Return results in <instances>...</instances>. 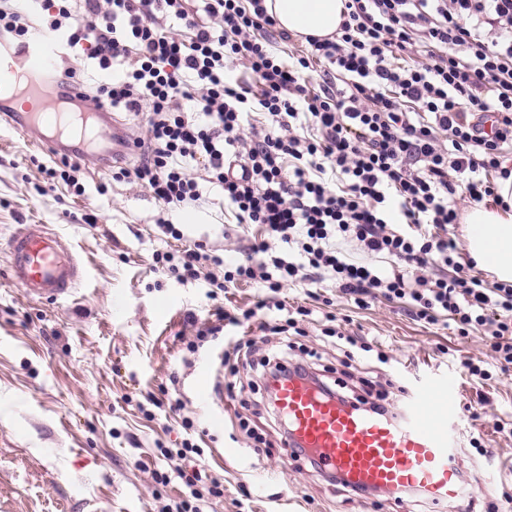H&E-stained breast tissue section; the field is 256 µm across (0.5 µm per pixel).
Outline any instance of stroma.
I'll return each mask as SVG.
<instances>
[{"mask_svg": "<svg viewBox=\"0 0 512 512\" xmlns=\"http://www.w3.org/2000/svg\"><path fill=\"white\" fill-rule=\"evenodd\" d=\"M48 159L44 147L0 125V512H165L185 487L176 477L156 483L153 473L171 472L160 451L180 441L185 416L203 450L200 466L224 479L223 497L207 500L204 512H432L417 495L398 506L382 494L357 496L302 461L281 472L287 449L277 428L251 411L261 397L256 371L210 364L222 338L187 351L198 328L215 323L216 310L241 314L263 292L242 283L209 298L204 281L177 282L155 267L153 253L201 242L232 263L260 235L258 226H238L209 190L204 202L189 205L195 219L182 224L183 241L161 238L155 233L161 209L138 184L112 179L89 158L81 162L86 193L79 196L63 182L46 183L38 166ZM102 181L108 184L103 194ZM29 224L58 234L79 259L82 279L71 294L36 299L12 282L8 241ZM271 300L284 310L258 316L295 317L287 333L291 357L318 352L316 374L344 381L354 394L369 379L388 386L394 403L404 397V375L457 376V399L468 409L459 425V466L473 491L462 506L492 512L496 501L512 497V371L500 372L489 339L417 320L400 302L380 298L359 308L338 299L332 311L342 331L379 343L390 357L383 364L369 352L349 366L322 333L321 302L295 287ZM467 358L485 360L491 380L463 376L460 362ZM205 372L231 387L217 428L209 424L210 408L195 397ZM151 397L162 406L149 417L142 407ZM476 438L487 453L473 448Z\"/></svg>", "mask_w": 512, "mask_h": 512, "instance_id": "stroma-1", "label": "stroma"}]
</instances>
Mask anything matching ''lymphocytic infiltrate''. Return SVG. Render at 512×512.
Returning <instances> with one entry per match:
<instances>
[{
    "mask_svg": "<svg viewBox=\"0 0 512 512\" xmlns=\"http://www.w3.org/2000/svg\"><path fill=\"white\" fill-rule=\"evenodd\" d=\"M186 0H37L23 9L0 0V40L25 43L32 29L64 46L56 84L69 104L102 99L149 110L147 135L117 174L144 187L165 210L159 232L183 233L170 213L199 201V184L219 186L238 223L263 238L235 269L203 244L159 252L154 262L176 281L216 290L257 282L333 287L357 306L405 300L417 318L452 321L458 335L482 334L502 368L512 367V283L466 274L445 237L459 202L501 203L496 178L512 177V0H346L336 36L308 38L290 62L274 50L288 40L264 0H201L208 26ZM189 32L176 37V27ZM83 66L121 69L115 82L78 87ZM238 62L253 82L226 79ZM325 64L312 86L308 73ZM261 129L246 130L250 114ZM382 256L381 270L345 256L342 243ZM454 268V276L444 268ZM262 378L315 382L306 362L262 358ZM178 447L161 449L189 491L176 512H202L224 484L195 458L194 422L182 418Z\"/></svg>",
    "mask_w": 512,
    "mask_h": 512,
    "instance_id": "obj_1",
    "label": "lymphocytic infiltrate"
}]
</instances>
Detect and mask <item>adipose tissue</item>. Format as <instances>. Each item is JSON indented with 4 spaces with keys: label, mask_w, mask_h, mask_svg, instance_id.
Returning a JSON list of instances; mask_svg holds the SVG:
<instances>
[{
    "label": "adipose tissue",
    "mask_w": 512,
    "mask_h": 512,
    "mask_svg": "<svg viewBox=\"0 0 512 512\" xmlns=\"http://www.w3.org/2000/svg\"><path fill=\"white\" fill-rule=\"evenodd\" d=\"M264 5L280 29L300 39L335 35L345 10V0H265ZM498 192L504 207L476 206L462 214L464 246L479 266L512 282V177L499 181Z\"/></svg>",
    "instance_id": "adipose-tissue-1"
}]
</instances>
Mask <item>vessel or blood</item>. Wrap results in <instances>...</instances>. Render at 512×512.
Returning <instances> with one entry per match:
<instances>
[{"mask_svg":"<svg viewBox=\"0 0 512 512\" xmlns=\"http://www.w3.org/2000/svg\"><path fill=\"white\" fill-rule=\"evenodd\" d=\"M59 50L55 34L40 29L23 48L0 47V77H10L20 89L13 127L24 135L49 130L92 143L99 113L64 111L52 86ZM10 252L13 281L37 299L69 294L81 275L60 237L36 224L12 237ZM456 389L455 378L447 374L421 378L394 417L325 397L297 378L279 381L274 393L290 427L289 447L304 449L322 473L397 503L416 493L446 512L467 494L458 464L464 410L454 399Z\"/></svg>","mask_w":512,"mask_h":512,"instance_id":"b4317fda","label":"vessel or blood"}]
</instances>
